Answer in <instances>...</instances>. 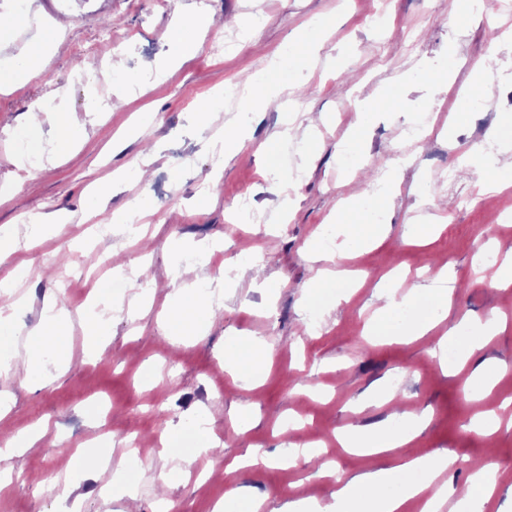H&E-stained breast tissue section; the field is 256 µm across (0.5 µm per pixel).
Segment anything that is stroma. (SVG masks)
I'll return each instance as SVG.
<instances>
[{
    "label": "stroma",
    "mask_w": 512,
    "mask_h": 512,
    "mask_svg": "<svg viewBox=\"0 0 512 512\" xmlns=\"http://www.w3.org/2000/svg\"><path fill=\"white\" fill-rule=\"evenodd\" d=\"M183 2L27 0L26 26L0 28L1 58L20 56L43 21L63 27L42 76L0 92V233L14 229L21 239L0 264V278L14 276L23 297L0 336L14 355L24 354L25 338L52 296L70 321L72 355L66 367L47 355L51 384L19 372L0 380L10 399L0 449L31 428L44 432L34 448L0 459V512H56L54 483L68 485L81 512H123L124 502L100 493L112 480L111 471L99 467L104 456L134 475L142 496L132 512H158L162 502L168 512H213L230 486L266 496L269 512L288 499L323 504L336 485L319 476L322 464L335 465L346 480L390 464L389 454L330 448L327 438L343 428L401 426L403 411L424 418L413 443L417 453L446 450L456 457L448 474L455 485L467 481L472 462L491 457L498 465L494 506L499 512L512 506V287L483 280L477 261L481 253L512 258V42L488 49L489 34L504 27L505 17L486 6L461 26L448 20L451 0H205L215 17L239 14L257 24L242 41L234 28L200 34L196 56L171 68L145 95L130 93L123 108L96 111L104 90H128L132 73L169 53L172 17ZM374 10L384 11L385 26L371 24ZM297 33L319 47L304 71L288 45ZM272 61L289 73L275 81L278 105L247 117L250 137L240 156L218 165L194 112L224 85ZM478 73L494 90L481 113L469 106ZM377 94L391 96L396 107L371 115L368 136L359 139L356 103ZM37 103L61 107L84 125V137L59 150L49 126L26 121ZM462 112L470 115L464 126L458 123ZM423 115L426 140H404V129ZM139 123L141 136L113 153V137ZM276 130L286 136L271 154L265 144ZM20 131L41 149L36 167L16 142ZM147 141L159 146L160 157L144 189L134 160ZM490 142L495 150L489 155L484 147ZM344 147L364 160L346 176L337 171ZM298 169L304 179L296 183ZM117 172L125 190L98 207L93 185ZM212 175L218 182L211 198L198 202ZM483 176L502 186L492 198L480 194ZM142 192L149 208L141 226L151 243L146 253L113 224ZM244 197L256 223L236 217ZM54 212L64 223L31 237L25 219ZM340 212L384 223L386 230L374 244L313 262L311 247L322 243ZM432 212L437 234L429 243H411V227ZM92 224L111 225V237H90ZM203 240L220 244V253L189 263ZM245 243L261 248L268 287L230 282L223 296L205 298L202 334L166 336L167 281L227 274ZM116 246L159 288L146 297V315L107 312V336L93 349L84 327L101 284L82 279L81 270L87 255L107 258ZM321 268L328 288L306 296V284ZM443 271L453 289L445 319L436 320L433 302L423 296L394 318L392 336L372 335L377 289L401 292L409 282L430 287ZM492 318L503 326L494 335L485 331ZM422 321L433 322V329L412 336L411 327ZM456 323L462 329L448 347L449 359L470 339L482 338L483 345L446 373L428 350ZM245 336L264 338L271 347L261 384L248 390L224 362L225 343ZM482 363L498 373L477 401L472 375ZM206 407L215 411L211 431L220 447L191 468L174 465L158 442L165 448L185 447L190 438L203 444L192 421ZM490 408L500 427L489 438L474 418ZM134 431L151 446L148 459L124 456V440ZM286 440L317 454L295 466L277 463ZM250 449L272 458V466L226 472V464ZM79 454L85 465L60 474V464ZM209 465L215 474L202 479ZM159 477L165 480L160 499L152 490Z\"/></svg>",
    "instance_id": "1"
}]
</instances>
